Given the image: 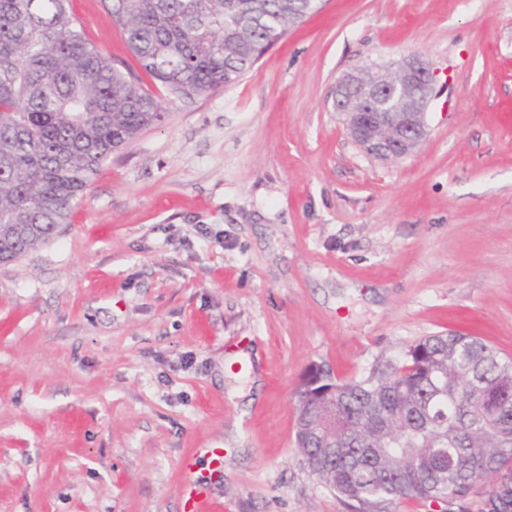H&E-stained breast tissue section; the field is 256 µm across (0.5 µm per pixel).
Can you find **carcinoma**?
<instances>
[{"instance_id": "1", "label": "carcinoma", "mask_w": 512, "mask_h": 512, "mask_svg": "<svg viewBox=\"0 0 512 512\" xmlns=\"http://www.w3.org/2000/svg\"><path fill=\"white\" fill-rule=\"evenodd\" d=\"M139 68L168 100L236 83L309 0H104ZM69 0H0V261L52 238L101 164L165 108L88 40ZM316 422L299 409L304 465L351 512L402 498L458 506L493 480L512 512V358L477 336H427L364 379L336 381Z\"/></svg>"}]
</instances>
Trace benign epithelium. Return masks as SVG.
Masks as SVG:
<instances>
[{"label":"benign epithelium","instance_id":"7a95c632","mask_svg":"<svg viewBox=\"0 0 512 512\" xmlns=\"http://www.w3.org/2000/svg\"><path fill=\"white\" fill-rule=\"evenodd\" d=\"M397 75L389 79L384 69L344 73L336 85L334 106L343 116L346 134L367 156L382 162H395L414 154L428 136L427 113L433 98L435 76L421 57L402 58ZM306 387L295 394L313 409L312 389L327 383L325 374L307 372Z\"/></svg>","mask_w":512,"mask_h":512}]
</instances>
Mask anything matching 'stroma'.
Masks as SVG:
<instances>
[{
	"mask_svg": "<svg viewBox=\"0 0 512 512\" xmlns=\"http://www.w3.org/2000/svg\"><path fill=\"white\" fill-rule=\"evenodd\" d=\"M71 9L128 60L101 0ZM426 60L421 149L364 155L347 71ZM56 235L0 264V512H350L298 453L313 363L451 331L512 356V0H326L236 84L165 106ZM204 485V482H195L191 475L186 472L185 480L183 483V497L185 499V506L189 507V512H222L209 511L210 496L206 493Z\"/></svg>",
	"mask_w": 512,
	"mask_h": 512,
	"instance_id": "1",
	"label": "stroma"
}]
</instances>
